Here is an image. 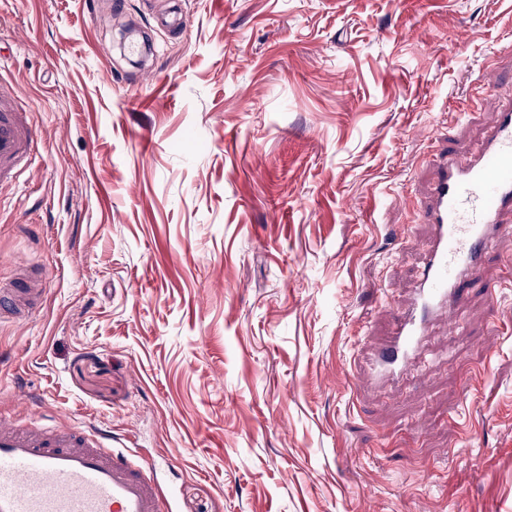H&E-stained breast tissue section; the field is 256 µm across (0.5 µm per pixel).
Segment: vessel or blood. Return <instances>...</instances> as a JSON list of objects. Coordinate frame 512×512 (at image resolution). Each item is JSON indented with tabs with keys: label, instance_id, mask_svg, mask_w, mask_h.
Listing matches in <instances>:
<instances>
[{
	"label": "vessel or blood",
	"instance_id": "b4317fda",
	"mask_svg": "<svg viewBox=\"0 0 512 512\" xmlns=\"http://www.w3.org/2000/svg\"><path fill=\"white\" fill-rule=\"evenodd\" d=\"M0 83V178L26 163L35 140ZM512 101L469 156L441 152L420 216L433 236L411 307L391 314L393 339L377 357L382 376L400 377L433 320L454 316L462 285L482 264L496 235L512 231ZM42 282L28 272L0 284V313L23 320ZM103 429L18 428L0 418V512H171L151 479L149 462L114 451Z\"/></svg>",
	"mask_w": 512,
	"mask_h": 512
}]
</instances>
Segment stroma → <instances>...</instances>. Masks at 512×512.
<instances>
[{"label":"stroma","mask_w":512,"mask_h":512,"mask_svg":"<svg viewBox=\"0 0 512 512\" xmlns=\"http://www.w3.org/2000/svg\"><path fill=\"white\" fill-rule=\"evenodd\" d=\"M0 0V417L133 436L173 512H512V233L399 381L427 161L512 93V0ZM495 54L493 88L464 108ZM17 94L19 90L5 87L0 77V180L31 158L35 143L15 107ZM41 281L22 271L10 283L0 284V318L3 312L18 320L29 317L35 299L42 293Z\"/></svg>","instance_id":"stroma-1"}]
</instances>
